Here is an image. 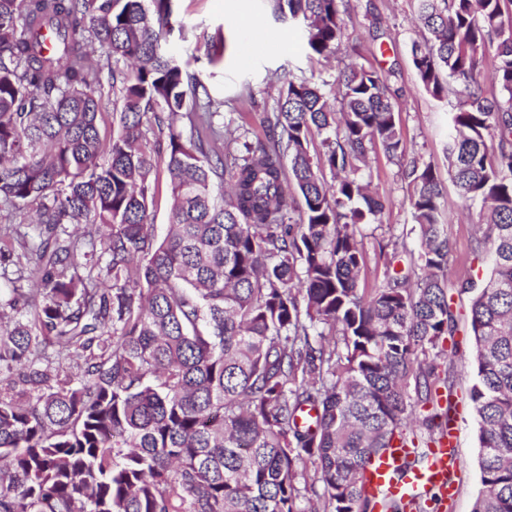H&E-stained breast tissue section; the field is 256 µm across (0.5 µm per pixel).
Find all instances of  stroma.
Returning a JSON list of instances; mask_svg holds the SVG:
<instances>
[{
  "label": "stroma",
  "instance_id": "stroma-1",
  "mask_svg": "<svg viewBox=\"0 0 512 512\" xmlns=\"http://www.w3.org/2000/svg\"><path fill=\"white\" fill-rule=\"evenodd\" d=\"M344 36L330 58L310 54L300 29L279 17L271 0H174L178 31L169 37L170 49L192 73L200 75L214 96L223 99L220 116L225 128H244L249 142L265 141L264 122L289 74L324 83L336 92V78L345 63L356 61L387 72L399 127L407 145L406 159L382 151L370 154L366 175L372 189L386 201L380 223L368 226L363 239L365 267L360 285L382 286L390 260L405 261L394 244L411 220L412 185L405 175L407 158L434 164L443 186L442 209L449 219L448 295L456 315L454 338L458 354L437 360L441 409L459 408V448L462 459L460 494L455 512H472L482 489L479 470V431L474 412L460 405L476 378V365L467 343L470 336V296L459 283L470 275L488 274V262L475 260V224L479 205L459 197L448 178L443 153L448 136V111L455 97L435 99L426 91L412 63L411 46L421 39L415 22L416 0H346Z\"/></svg>",
  "mask_w": 512,
  "mask_h": 512
}]
</instances>
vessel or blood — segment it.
Wrapping results in <instances>:
<instances>
[{
	"mask_svg": "<svg viewBox=\"0 0 512 512\" xmlns=\"http://www.w3.org/2000/svg\"><path fill=\"white\" fill-rule=\"evenodd\" d=\"M461 461L455 433L441 435L414 460L408 447H393L374 460L363 475L367 493L378 499H398L415 506V493L436 492L438 512L454 506L459 494L456 478Z\"/></svg>",
	"mask_w": 512,
	"mask_h": 512,
	"instance_id": "1",
	"label": "vessel or blood"
}]
</instances>
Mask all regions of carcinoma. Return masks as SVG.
<instances>
[{
  "label": "carcinoma",
  "mask_w": 512,
  "mask_h": 512,
  "mask_svg": "<svg viewBox=\"0 0 512 512\" xmlns=\"http://www.w3.org/2000/svg\"><path fill=\"white\" fill-rule=\"evenodd\" d=\"M171 2L0 0V259L15 266L0 301V512H296L301 498L310 512H376L371 462L416 446L418 419L425 446L448 426L434 364L455 328L441 180L410 162L420 274L388 268L375 291L359 287L363 229L385 209L361 171L377 147L406 153L388 76L348 65L338 109L289 77L266 117L280 137L242 135L228 170L224 102L164 47ZM274 2L311 53L335 52L344 0ZM511 4L418 0L411 47L434 98L456 85L448 177L481 204L479 244H492L480 287L460 282L477 365L472 512H512ZM106 94L120 102L109 138ZM316 131L334 137L314 155ZM159 165L172 198L161 235ZM307 462L317 484L300 487ZM154 198L150 210L154 218V224L159 228L165 227L169 222L170 212V188L169 177L163 166H159L152 174Z\"/></svg>",
  "instance_id": "carcinoma-1"
}]
</instances>
